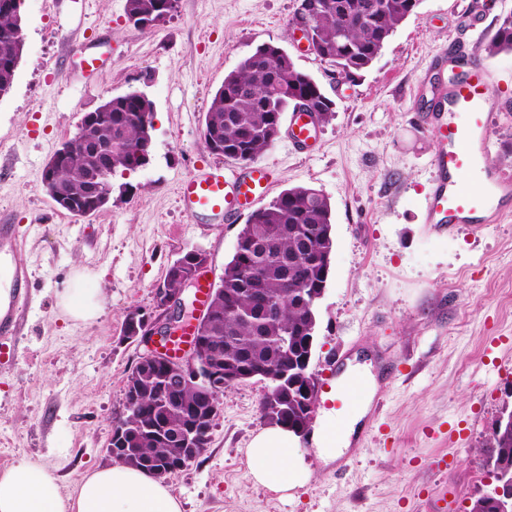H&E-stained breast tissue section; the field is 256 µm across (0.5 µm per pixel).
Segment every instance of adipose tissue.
<instances>
[{
    "mask_svg": "<svg viewBox=\"0 0 512 512\" xmlns=\"http://www.w3.org/2000/svg\"><path fill=\"white\" fill-rule=\"evenodd\" d=\"M66 318L89 322L102 309L98 294L71 284L58 296ZM298 436L278 425L263 428L248 455L254 480L274 491L303 486L309 474L294 461ZM0 512H182L167 484L155 476L113 463L87 473L70 494H63L56 473L25 461L0 472Z\"/></svg>",
    "mask_w": 512,
    "mask_h": 512,
    "instance_id": "obj_1",
    "label": "adipose tissue"
}]
</instances>
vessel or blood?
Returning <instances> with one entry per match:
<instances>
[{
	"instance_id": "vessel-or-blood-1",
	"label": "vessel or blood",
	"mask_w": 512,
	"mask_h": 512,
	"mask_svg": "<svg viewBox=\"0 0 512 512\" xmlns=\"http://www.w3.org/2000/svg\"><path fill=\"white\" fill-rule=\"evenodd\" d=\"M452 54L464 76L424 120L438 143L431 158L435 178L425 198L424 221L448 228L491 224L512 210V176L485 162L491 144L494 92L484 64L467 51L449 46L438 56L437 66H445ZM315 139L308 113L290 112L289 148H310ZM270 185L271 172L266 166L245 172L216 167L183 180L179 196L191 216L206 214L228 222L252 210ZM16 245L15 225L0 224V283L8 289L7 296H0V340L5 341L17 339L29 301L28 270L11 259Z\"/></svg>"
}]
</instances>
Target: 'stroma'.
<instances>
[{
	"mask_svg": "<svg viewBox=\"0 0 512 512\" xmlns=\"http://www.w3.org/2000/svg\"><path fill=\"white\" fill-rule=\"evenodd\" d=\"M297 0H177L154 29L131 24L126 0H22L24 51L0 98V223L19 227L14 252L31 276L30 308L15 347L0 356V471L23 461L55 470L69 492L107 451L127 377L143 352L123 335L127 315L153 309L168 266L199 247L219 281L243 220L189 217L181 180L224 165L202 130L225 75L264 43L284 49L334 102L310 152L283 141L259 159L269 192L311 186L332 208L334 247L318 306L310 370L317 379L366 363L376 381L344 454L323 464L308 439L311 476L274 492L255 482L249 444L265 423V380L226 387L210 441L165 482L183 512H468L496 481L482 461L512 408V215L438 232L422 221L436 150L421 115L441 86L432 63L466 43L490 74L497 110L487 161L512 175V52L487 55L512 0H421L373 64L337 84L332 66L296 39ZM102 58L82 73L83 48ZM131 90L154 104L147 165L115 176L112 199L78 216L55 205L42 172L81 117ZM104 297L90 322L60 316L58 294L76 271Z\"/></svg>",
	"mask_w": 512,
	"mask_h": 512,
	"instance_id": "35a3bbf8",
	"label": "stroma"
}]
</instances>
